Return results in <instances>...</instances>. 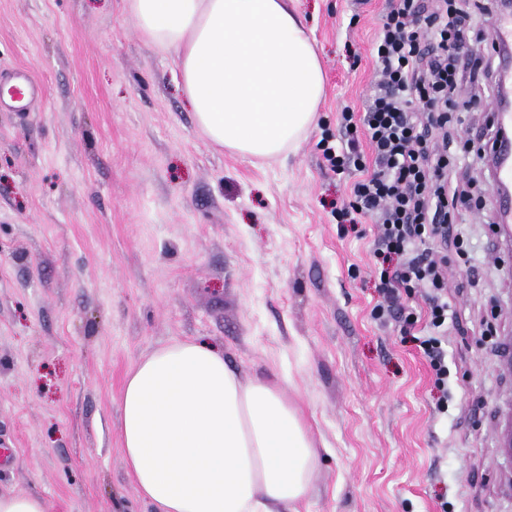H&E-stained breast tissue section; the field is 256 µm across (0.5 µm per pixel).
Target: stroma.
I'll return each instance as SVG.
<instances>
[{"mask_svg":"<svg viewBox=\"0 0 512 512\" xmlns=\"http://www.w3.org/2000/svg\"><path fill=\"white\" fill-rule=\"evenodd\" d=\"M326 76L315 125L270 161L197 127L173 52L146 40L127 0H0V69L44 95L0 110L1 493L47 512H154L129 477L118 407L142 356L198 338L242 377L281 380L318 461L303 512H512L498 426L512 382L492 350L512 332V249L486 181L451 212L447 416L429 368L383 299L369 218L340 225L350 176L319 141L373 92L387 0H288ZM492 100L461 96L457 165ZM11 82L8 94L10 108L16 112H24L31 101L37 100L44 93L43 85L24 67H15L7 74Z\"/></svg>","mask_w":512,"mask_h":512,"instance_id":"stroma-1","label":"stroma"}]
</instances>
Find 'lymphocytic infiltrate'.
Instances as JSON below:
<instances>
[{"mask_svg":"<svg viewBox=\"0 0 512 512\" xmlns=\"http://www.w3.org/2000/svg\"><path fill=\"white\" fill-rule=\"evenodd\" d=\"M376 81L363 111L344 108L335 139L319 147L330 171L356 173L337 216L354 224L370 217L372 250L387 297L382 321L417 327L414 341L439 391L438 413H448V258L434 243L448 240V213L464 185L454 169L450 112L461 90H492L490 64L470 49L456 0H390L373 43ZM419 293L424 316L406 311L402 294Z\"/></svg>","mask_w":512,"mask_h":512,"instance_id":"obj_1","label":"lymphocytic infiltrate"}]
</instances>
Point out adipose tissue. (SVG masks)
Segmentation results:
<instances>
[{"label": "adipose tissue", "mask_w": 512, "mask_h": 512, "mask_svg": "<svg viewBox=\"0 0 512 512\" xmlns=\"http://www.w3.org/2000/svg\"><path fill=\"white\" fill-rule=\"evenodd\" d=\"M175 52L196 123L231 152L274 158L314 124L325 77L288 0H127ZM127 471L155 512H299L318 451L279 383L242 379L221 350L175 341L130 369L119 405Z\"/></svg>", "instance_id": "ef3b65f1"}]
</instances>
